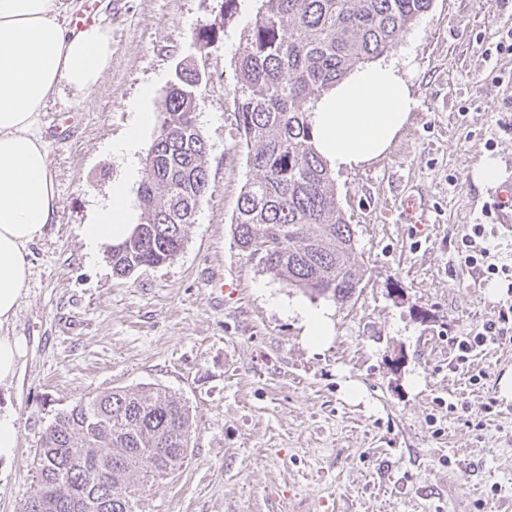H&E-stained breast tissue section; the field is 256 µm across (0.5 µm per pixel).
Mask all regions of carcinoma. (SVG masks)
<instances>
[{"instance_id": "cac0c4a2", "label": "carcinoma", "mask_w": 512, "mask_h": 512, "mask_svg": "<svg viewBox=\"0 0 512 512\" xmlns=\"http://www.w3.org/2000/svg\"><path fill=\"white\" fill-rule=\"evenodd\" d=\"M432 0H262L237 60L232 119L257 177L244 184L233 238L290 288L344 303L363 274L355 231L314 149L307 102L352 70L394 50ZM202 76L176 72L156 116L138 191L143 222L107 247L128 276L174 259L207 195V143L196 100ZM189 407L160 388L89 395L46 427L37 485L21 512H137L140 495L180 467L189 450Z\"/></svg>"}]
</instances>
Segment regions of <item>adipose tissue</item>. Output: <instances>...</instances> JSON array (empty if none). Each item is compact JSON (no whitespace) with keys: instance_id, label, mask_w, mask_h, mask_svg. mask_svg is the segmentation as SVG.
Here are the masks:
<instances>
[{"instance_id":"1","label":"adipose tissue","mask_w":512,"mask_h":512,"mask_svg":"<svg viewBox=\"0 0 512 512\" xmlns=\"http://www.w3.org/2000/svg\"><path fill=\"white\" fill-rule=\"evenodd\" d=\"M112 61L106 25L76 28L59 0H0V326L14 317L29 278L28 247L59 210L43 113L61 86L88 94ZM411 59L355 69L310 105L312 142L331 168L353 170L383 155L415 104ZM133 228L117 183L80 234L89 253Z\"/></svg>"}]
</instances>
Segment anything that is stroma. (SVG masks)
<instances>
[{
	"mask_svg": "<svg viewBox=\"0 0 512 512\" xmlns=\"http://www.w3.org/2000/svg\"><path fill=\"white\" fill-rule=\"evenodd\" d=\"M96 4L112 63L88 96L63 89L43 117L60 207L29 247L23 300L0 330L26 344L0 386V415L18 438L0 458V512H20L34 490L37 446L57 413L148 386L185 402L192 434L185 463L140 512H512V398L500 394L512 331L466 369H455L451 344L512 298L506 276L486 279L457 253L479 224L490 262L512 266V224L499 223L491 186L471 176L491 157L512 179V51L495 50L512 29V0H433L392 51L413 59L416 105L383 156L332 174L365 271L342 304L263 272L232 237L241 189L256 177L230 117L236 61L261 0H237L229 15L224 0ZM202 29L214 35L204 48ZM188 59L209 84L198 110L208 193L173 260L113 275L80 226L117 181L137 198L154 126L134 177L112 148L137 109L157 113ZM406 195L423 205V227L401 219ZM225 285L234 300L223 301ZM296 305L330 311L328 343L304 340ZM478 371L484 384H471ZM452 402L461 412L449 413Z\"/></svg>",
	"mask_w": 512,
	"mask_h": 512,
	"instance_id": "stroma-1",
	"label": "stroma"
}]
</instances>
